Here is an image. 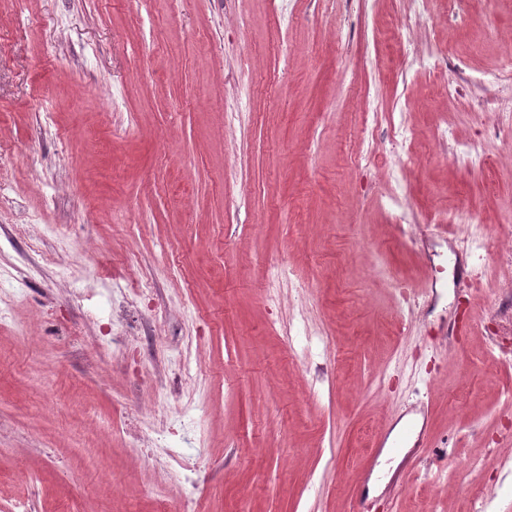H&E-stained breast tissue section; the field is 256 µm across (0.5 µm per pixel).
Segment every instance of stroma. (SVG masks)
I'll return each instance as SVG.
<instances>
[{
	"instance_id": "1",
	"label": "stroma",
	"mask_w": 512,
	"mask_h": 512,
	"mask_svg": "<svg viewBox=\"0 0 512 512\" xmlns=\"http://www.w3.org/2000/svg\"><path fill=\"white\" fill-rule=\"evenodd\" d=\"M409 9L0 0V512L179 495L134 411L198 512H512V0Z\"/></svg>"
}]
</instances>
